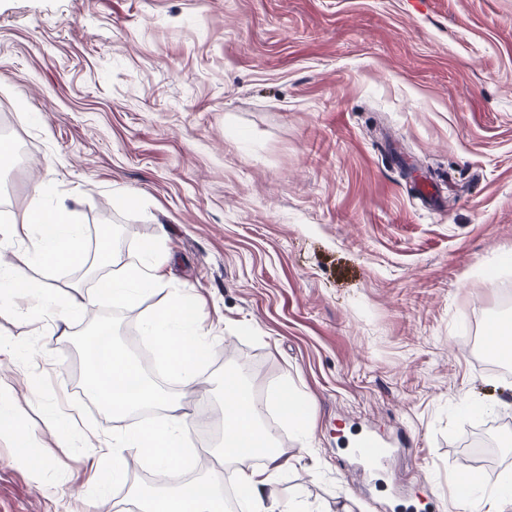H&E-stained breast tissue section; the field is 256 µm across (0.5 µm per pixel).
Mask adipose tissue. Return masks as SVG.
<instances>
[{
    "label": "adipose tissue",
    "instance_id": "ef3b65f1",
    "mask_svg": "<svg viewBox=\"0 0 512 512\" xmlns=\"http://www.w3.org/2000/svg\"><path fill=\"white\" fill-rule=\"evenodd\" d=\"M29 229L36 236L23 263H0V309L48 311L59 325L88 315L97 305L95 296L77 291L63 295L54 288L36 287L26 271L31 264L51 268L81 260V230L73 224L71 210L60 204L53 211H43L41 197L33 196L20 227L10 228L0 236V250L21 244L23 231ZM161 265L155 245L145 246L139 261L127 265L122 276L103 279L100 288L113 305L120 307L128 306L143 292H166V303L148 321L145 334L154 341L161 362L182 388L191 392L202 379L203 334L196 325V308L184 295L167 292ZM83 349L89 360L84 386L101 403L106 415L119 419L143 407L164 411L163 416L142 428L109 439L96 434L86 438L88 447L111 458L112 476L117 480L124 478L129 457L150 453L159 475L156 486L140 492L139 512H224L223 493L206 478L189 483L180 477L189 432L201 423L197 408L171 400L109 331L88 332ZM222 386L224 428L213 454L221 463L233 467L249 512H277L271 476L285 470L288 463L275 449V436L264 426V409L254 400L250 386L233 371L225 373ZM0 431L7 433L19 460L43 466V458L35 451L33 430L15 418L9 398L1 393ZM258 454L268 461L270 473L250 469V460ZM456 487L459 497L474 501L483 512H512L511 475H504L497 486L490 488L470 469L461 468L456 474Z\"/></svg>",
    "mask_w": 512,
    "mask_h": 512
}]
</instances>
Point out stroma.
<instances>
[{"label":"stroma","instance_id":"35a3bbf8","mask_svg":"<svg viewBox=\"0 0 512 512\" xmlns=\"http://www.w3.org/2000/svg\"><path fill=\"white\" fill-rule=\"evenodd\" d=\"M1 128L28 160L0 161V223L42 188L84 249L124 228L113 272L157 244L202 312L210 410L252 362L294 460L280 504L461 512L460 466L491 486L512 474V372L468 346L512 317V0H0ZM105 271L28 273L97 294ZM163 302L99 296L63 341L49 316L0 312L17 350L0 387L48 461H14L0 437V512H138L145 457L104 495H71L90 476L82 431L138 425L71 386L89 329L150 348ZM284 384L315 408L310 437L279 418ZM51 400L75 433L47 420ZM369 433L395 450L386 471L347 472Z\"/></svg>","mask_w":512,"mask_h":512}]
</instances>
